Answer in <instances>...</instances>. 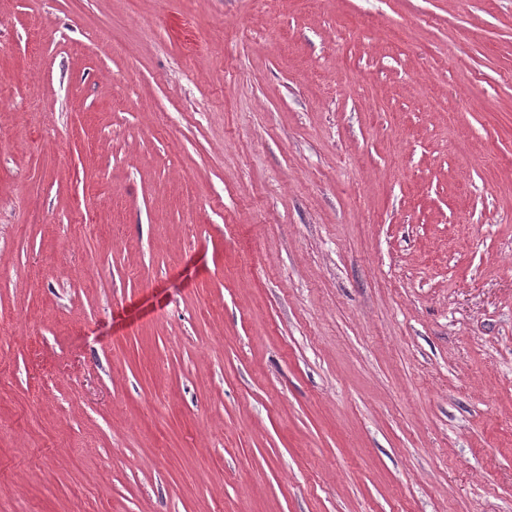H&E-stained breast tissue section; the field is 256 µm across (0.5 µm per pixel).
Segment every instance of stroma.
Returning a JSON list of instances; mask_svg holds the SVG:
<instances>
[{"instance_id":"stroma-1","label":"stroma","mask_w":512,"mask_h":512,"mask_svg":"<svg viewBox=\"0 0 512 512\" xmlns=\"http://www.w3.org/2000/svg\"><path fill=\"white\" fill-rule=\"evenodd\" d=\"M0 96V512H512V0H0Z\"/></svg>"}]
</instances>
